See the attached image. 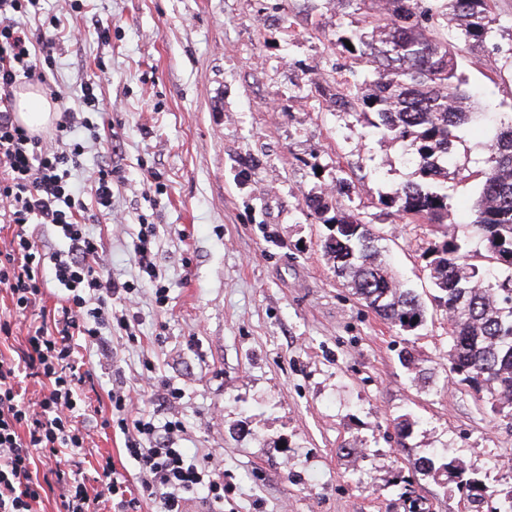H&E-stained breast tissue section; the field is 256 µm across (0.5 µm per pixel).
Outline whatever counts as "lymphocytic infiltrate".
Returning a JSON list of instances; mask_svg holds the SVG:
<instances>
[{
    "instance_id": "f902f5d3",
    "label": "lymphocytic infiltrate",
    "mask_w": 512,
    "mask_h": 512,
    "mask_svg": "<svg viewBox=\"0 0 512 512\" xmlns=\"http://www.w3.org/2000/svg\"><path fill=\"white\" fill-rule=\"evenodd\" d=\"M42 13L41 0H0V223L16 234L0 250V285L8 290L16 312L42 300L48 284L65 292L52 314L30 325L26 347L18 357L0 356V512H35L47 489L59 488L58 512H96L99 499L113 512H139L140 502H157L159 512H185L186 496L201 492L208 512H224V472L214 463L189 462L177 442L185 430L179 417L155 425L140 412L138 400L123 385L110 396L111 413L100 428L120 431L125 451L137 468V486L120 480L111 459L101 460L94 486L83 474L89 429L79 420L91 402L85 391L91 373L75 354L76 341L106 350L104 329L117 326L129 343H137L135 318L114 315V300H132L134 287L102 273L103 245L86 226L91 206L112 207V167L99 168L92 181L93 204H86L70 183L71 170L84 146L79 129L89 128L88 111L99 102L93 85L83 90L84 111L63 108L53 143H45L19 124L11 102L20 79L47 83L46 65L54 61L55 40L34 44L17 17ZM43 14V13H42ZM59 228L67 249L43 251L26 232L27 225ZM39 384L37 399L19 397V378ZM68 456L67 467L34 476L40 455Z\"/></svg>"
}]
</instances>
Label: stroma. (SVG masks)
Wrapping results in <instances>:
<instances>
[{
    "label": "stroma",
    "mask_w": 512,
    "mask_h": 512,
    "mask_svg": "<svg viewBox=\"0 0 512 512\" xmlns=\"http://www.w3.org/2000/svg\"><path fill=\"white\" fill-rule=\"evenodd\" d=\"M45 8L59 18L48 34L63 51L47 75L61 105L81 108L90 82L99 100L70 180L87 194L98 167L114 170L112 211L88 226L106 252L103 273L135 279L133 247L148 223L168 289L160 308L152 285L141 284L130 306L136 345L105 330L116 362L88 354L94 404L109 411L113 379L138 388L153 363L156 386L183 397L168 405L153 394L141 408L159 426L178 415L189 456H220L224 512H472L459 480L511 490L512 424L451 380L448 313L433 300L424 256L446 232L485 256L467 206L490 165L487 132L458 133L447 224H413L378 203L417 180L407 146L336 104L365 77L340 44L365 31L364 11L336 0ZM493 10L496 49L462 51L459 70L490 111L512 113V0H493ZM342 185L340 203L380 232L385 259L424 300L416 331L368 309L326 259V228L303 200ZM405 351L417 372L400 363ZM397 419L411 424L402 443ZM344 446L354 454H341ZM444 455L459 474L417 470L418 459ZM106 456L134 479L122 435H92L86 469Z\"/></svg>",
    "instance_id": "stroma-1"
}]
</instances>
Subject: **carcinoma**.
Listing matches in <instances>:
<instances>
[{
    "mask_svg": "<svg viewBox=\"0 0 512 512\" xmlns=\"http://www.w3.org/2000/svg\"><path fill=\"white\" fill-rule=\"evenodd\" d=\"M367 7L371 33L345 37L352 56L372 79L359 87L356 104L372 114L382 137L409 143L420 180L379 197L405 219L443 224L448 217L444 183L457 168V131L482 123L487 113L463 105L475 94L464 88L456 45L484 48L499 19L491 0H358ZM491 166L472 208L471 224L506 275L495 279L472 262L467 243L454 236L425 252L436 291L448 312V372L471 388L490 411L512 421V116L493 125ZM304 206L328 234L323 251L336 276L366 307L393 326L412 332L424 324L421 297L398 281L380 258L381 236L331 195H308ZM467 503L493 498L476 479L459 485Z\"/></svg>",
    "mask_w": 512,
    "mask_h": 512,
    "instance_id": "carcinoma-1",
    "label": "carcinoma"
}]
</instances>
